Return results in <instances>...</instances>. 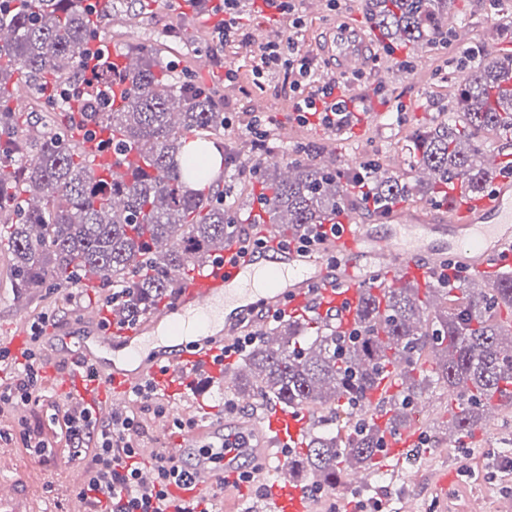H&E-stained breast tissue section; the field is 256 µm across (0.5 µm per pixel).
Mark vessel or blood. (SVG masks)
<instances>
[{"mask_svg": "<svg viewBox=\"0 0 512 512\" xmlns=\"http://www.w3.org/2000/svg\"><path fill=\"white\" fill-rule=\"evenodd\" d=\"M374 40L365 30L348 23L334 25L325 50L340 75L360 74ZM390 231L365 222L347 210L336 217L341 229L325 247L336 262L325 266L309 254L277 244L269 231L268 248L240 253L236 240L224 244V262L202 266L185 279L174 307L159 309L142 329L101 326L98 317L84 320L78 335L54 337L55 361L78 360L68 374L61 396H80L92 404L98 421L111 418L112 407L126 403L130 393L146 382L183 394L194 389L198 375L224 381L233 371L217 362L222 346L240 330L252 311H302L315 315L326 327L339 331L354 321L355 307L369 282L385 286L413 282L427 286L447 265H455L467 280H484L487 272L512 268V175L497 179L487 197L473 199L454 189L443 212L425 215L403 207L386 216ZM221 324H212L216 311ZM205 318L193 335L178 334L183 317ZM396 390L382 381L371 394L378 411L387 448L380 469L402 471L405 460L420 442L421 428L388 425L383 410ZM308 416L298 410L272 405L259 416L240 424L225 436L218 456L196 455L198 480L193 488L175 489L179 499L190 500L209 487L217 476L235 478L239 471L255 474V483L270 512H313L306 483L288 475L295 453L304 451Z\"/></svg>", "mask_w": 512, "mask_h": 512, "instance_id": "vessel-or-blood-1", "label": "vessel or blood"}]
</instances>
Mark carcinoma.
<instances>
[{
  "label": "carcinoma",
  "instance_id": "1",
  "mask_svg": "<svg viewBox=\"0 0 512 512\" xmlns=\"http://www.w3.org/2000/svg\"><path fill=\"white\" fill-rule=\"evenodd\" d=\"M450 0H365L374 26L404 43L427 47L448 36L442 16ZM95 30L83 0H16L0 12V223L9 225L6 245L15 288L23 298L63 283L125 288L117 309L145 311L180 287L185 270L203 266L224 251L237 223L241 192L194 189L211 179L209 143L224 132V113L210 92L159 65L149 47L125 55L123 67L108 59L85 90V126L112 129L104 151L137 161L125 177L108 179L87 161L84 146L53 115L14 106L9 85L29 84L46 99L47 83L83 76L85 45ZM512 57L494 59L467 74L456 102L464 120L424 128L413 162L429 171L426 184L410 186L369 171L371 191L383 200L417 190L437 197L459 181L482 195L493 179L477 134L512 137V105L495 89ZM101 85H124L112 105L96 101ZM256 171L261 211L282 234L304 224H323L345 204L346 187L336 168L309 158L282 163L249 157ZM357 320L360 338L336 352V331L291 319L276 328L279 345L261 343L246 354L247 371L234 395L264 399L284 408L324 413L332 427L307 443L298 467L326 487L340 473H356L379 452L380 431L362 412L364 429L351 432L348 398L361 408L390 368H403L392 407L411 415L428 392L448 396L449 422L465 433L494 398L512 401V278L473 294L468 288H419L402 283L377 294L363 290Z\"/></svg>",
  "mask_w": 512,
  "mask_h": 512
}]
</instances>
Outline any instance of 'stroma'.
<instances>
[{"instance_id": "stroma-1", "label": "stroma", "mask_w": 512, "mask_h": 512, "mask_svg": "<svg viewBox=\"0 0 512 512\" xmlns=\"http://www.w3.org/2000/svg\"><path fill=\"white\" fill-rule=\"evenodd\" d=\"M255 0H239L238 11L244 17L250 37L249 45L239 49L224 48L212 34L214 17L206 9L185 11L176 0H142L128 10L100 16L107 45L127 52L142 43H163L164 60L177 70L192 74L201 85L211 89L216 105L224 112L235 113L238 123L224 132V179L229 184L247 182L233 163L234 157L250 156V138L244 126L252 114H267L271 121L267 158L279 160L304 150L313 158L339 156L340 170L353 175L368 156H376L386 171L402 180H410L412 166L409 150L423 127L448 121L455 106L460 86L467 71L462 61L477 66L491 59L512 56V9L503 15H492L489 0H452V12L460 25L471 29V41L452 42L449 47H432L413 52L411 46L394 45L393 54L369 62L359 83L364 95L384 88L389 107L373 104L370 118L358 130L339 135L333 131L297 127L290 117L288 85L280 74L265 78L255 86L251 76L250 55L272 32L289 35L286 20L268 23L256 11ZM298 12L306 22L301 38L319 64L328 56L315 50L314 44L336 19L344 18L353 25L370 28L364 0H345L341 9L330 12L326 0H299ZM239 73L236 85L223 82L225 68ZM110 294L106 288L68 287L51 290L50 294L19 299L12 283L11 257L0 246V336L12 335L17 327H30L41 316L56 317L57 330L73 331L82 310L103 311ZM219 384L199 382L197 390L172 400L173 413L195 416L198 438L212 431L213 415L207 411L211 401L222 400ZM512 458V406L501 409L492 423H480L465 440L449 434L430 435L427 453L407 463L400 476L375 473L372 483L358 488L340 481L335 490L339 505L352 497L381 498L397 512L404 508L411 493H419L424 512H470L483 505L484 512H500L503 499H512V488L499 481L496 472L503 458ZM67 456L57 453L48 464L36 462L21 443L0 441V473L21 483L31 504L39 512H73L75 499L71 493L78 471L67 468ZM453 470L457 478L449 484L447 494L437 493L432 482L435 473Z\"/></svg>"}]
</instances>
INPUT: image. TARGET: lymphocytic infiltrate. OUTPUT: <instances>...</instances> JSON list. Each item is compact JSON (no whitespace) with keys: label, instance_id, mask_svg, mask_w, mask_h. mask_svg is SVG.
Masks as SVG:
<instances>
[{"label":"lymphocytic infiltrate","instance_id":"f902f5d3","mask_svg":"<svg viewBox=\"0 0 512 512\" xmlns=\"http://www.w3.org/2000/svg\"><path fill=\"white\" fill-rule=\"evenodd\" d=\"M262 2L270 19L287 16L295 34L271 37L253 54L254 79L283 73L300 126L316 125L326 130L344 126L353 110L361 107L362 97L355 95L348 79L318 75L316 62L302 53L296 33L304 20L295 9V0ZM31 341L32 349L19 361L11 359L8 349H0V362L8 365L0 377V405L21 402L40 406L47 398L42 325H33ZM59 429L68 457L82 471L75 492L86 512H216V496L212 493L174 505L170 487L191 486L194 469L183 456L165 449L143 459L140 446L144 423L137 413L119 411L110 421L99 424L92 407L74 398L63 412Z\"/></svg>","mask_w":512,"mask_h":512}]
</instances>
